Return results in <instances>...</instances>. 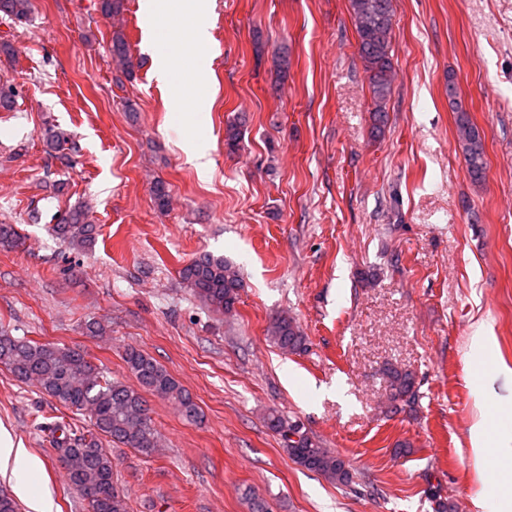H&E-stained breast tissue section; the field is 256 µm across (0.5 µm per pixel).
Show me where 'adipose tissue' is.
Returning <instances> with one entry per match:
<instances>
[{
  "label": "adipose tissue",
  "mask_w": 512,
  "mask_h": 512,
  "mask_svg": "<svg viewBox=\"0 0 512 512\" xmlns=\"http://www.w3.org/2000/svg\"><path fill=\"white\" fill-rule=\"evenodd\" d=\"M209 0H147V42L152 47L158 80L171 90L174 112H203L206 98H187L182 87L188 76L204 75L210 33L204 21Z\"/></svg>",
  "instance_id": "ef3b65f1"
}]
</instances>
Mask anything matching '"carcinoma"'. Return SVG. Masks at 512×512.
<instances>
[{
  "label": "carcinoma",
  "instance_id": "1",
  "mask_svg": "<svg viewBox=\"0 0 512 512\" xmlns=\"http://www.w3.org/2000/svg\"><path fill=\"white\" fill-rule=\"evenodd\" d=\"M351 15L358 38V54L367 73L373 102L372 132H383L388 115L385 103L391 94L393 62L391 38L393 30V0H350ZM32 12V0H0V16L13 22H26ZM112 55L124 72L133 69L128 46L119 33L112 36ZM450 107L457 112V126L462 142L463 157L470 177L483 179L486 169L482 135L473 125L462 102L457 86L448 79ZM65 133L49 126L44 142L49 151L63 150ZM56 235L77 252L92 250L97 238L96 224L88 210L74 208L55 225ZM22 239L12 224H0V246L18 248ZM180 278L194 294L216 312L234 309L243 288L236 266L224 258L201 255L185 264ZM270 340L285 352L306 350L307 339L294 318L286 314L272 319L268 328ZM124 361L137 379L139 388H132L108 378L99 368L74 348L40 343L14 336L0 327V365L18 380L36 382L43 393L60 405L88 417L93 431H83L58 422L40 430L49 434L51 442L68 454L66 468L69 482L77 491L98 487L107 494L103 512H128L126 497L114 486L112 454L103 442L118 443L143 455L153 453L157 431L153 425L143 393L149 392L174 402L182 417L190 422L200 419V408L192 395L151 356L135 348L124 353ZM389 407L397 413L414 403V377L407 370H387ZM270 429L280 434L284 451L298 466L327 480L347 485L352 480L349 464L338 454L303 431L296 440L288 432L300 428L295 422H285L277 412L267 415Z\"/></svg>",
  "mask_w": 512,
  "mask_h": 512
}]
</instances>
